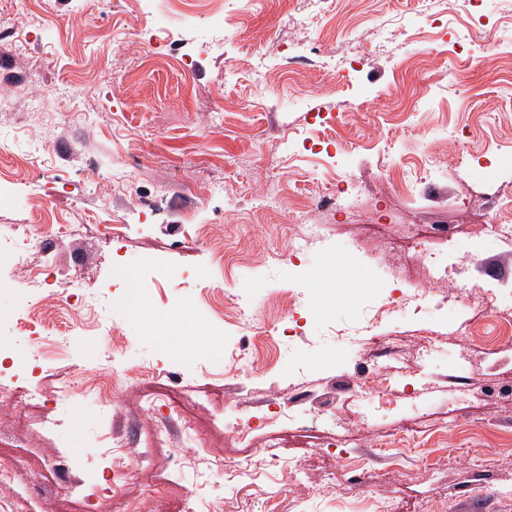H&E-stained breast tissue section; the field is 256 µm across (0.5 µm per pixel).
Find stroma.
Listing matches in <instances>:
<instances>
[{
  "label": "stroma",
  "instance_id": "stroma-1",
  "mask_svg": "<svg viewBox=\"0 0 512 512\" xmlns=\"http://www.w3.org/2000/svg\"><path fill=\"white\" fill-rule=\"evenodd\" d=\"M137 0H0V13L24 35L0 50V225L20 224L40 237L48 224H87L88 237L49 250L34 248L33 263L49 267L48 285L28 288L22 273L0 269V347L4 365L23 378L21 344L70 333V348L39 360L36 381L45 408L22 413L0 405V454L22 460L16 482H0L6 512H186L174 480L181 453L195 467L204 512H253L272 499L273 512H370V497L389 498L395 512H512V341L494 351L461 336V326L494 334L485 310L471 308L463 285L512 279V246L484 238L479 223L492 215L462 212L467 196L496 197L512 208V172L495 160L512 156V18L503 0H479L471 14L437 16L433 0H335L329 12L306 17L303 0L280 12L251 0L223 46L203 43L219 21L218 0H160L154 28L178 34L176 47L147 48L127 36L126 17ZM311 37L322 51L362 57L356 73L332 68L296 72L281 65L290 42ZM264 60L262 74L254 64ZM37 90L15 87L30 69ZM330 114L328 152L359 177V221L310 211L307 223L325 227L294 266L288 256V213L333 178L327 154L304 151L312 116ZM441 162L436 185H401L423 156ZM249 198L278 190L279 211L225 207L211 183ZM141 200L151 226L130 236L121 257L104 258L109 229L127 202ZM450 210L454 274L445 281L428 269L386 267L374 251L346 245L362 223L405 225ZM398 288L417 282L430 295L417 314L383 319L379 333L402 341L398 352L338 340L337 329L366 317L380 301V277ZM70 283L59 300V283ZM298 322L290 353L266 347L263 335L242 328ZM116 323L104 335L101 321ZM435 331L438 351L429 370L416 359L421 324ZM144 362L152 384H125L108 407L94 388L105 370ZM470 378L474 401L457 402L453 386ZM77 383L84 420L58 393ZM412 380L411 402L362 422L348 396L357 383ZM157 395L144 409L146 391ZM312 422L331 416L346 441L340 468L327 431L292 423L254 429L238 438L219 415L260 412L273 396ZM182 408L157 439L167 404ZM56 419L48 429L45 418ZM436 426L428 436L411 428ZM198 443L186 448L184 433ZM120 434V488L88 505L84 473L112 481L103 468L102 432ZM301 462L303 482L285 483L268 462L270 445ZM83 449V471L52 469L70 449ZM152 461L149 477L134 472L138 457ZM248 459L252 477L230 482L215 459Z\"/></svg>",
  "mask_w": 512,
  "mask_h": 512
}]
</instances>
